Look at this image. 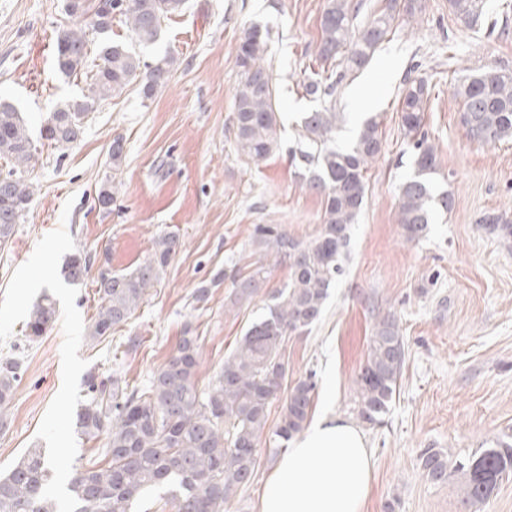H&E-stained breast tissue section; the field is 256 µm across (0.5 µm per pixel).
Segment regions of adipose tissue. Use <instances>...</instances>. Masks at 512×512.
I'll return each instance as SVG.
<instances>
[{
  "instance_id": "adipose-tissue-1",
  "label": "adipose tissue",
  "mask_w": 512,
  "mask_h": 512,
  "mask_svg": "<svg viewBox=\"0 0 512 512\" xmlns=\"http://www.w3.org/2000/svg\"><path fill=\"white\" fill-rule=\"evenodd\" d=\"M373 453L363 430L324 408L288 442L259 512H363Z\"/></svg>"
}]
</instances>
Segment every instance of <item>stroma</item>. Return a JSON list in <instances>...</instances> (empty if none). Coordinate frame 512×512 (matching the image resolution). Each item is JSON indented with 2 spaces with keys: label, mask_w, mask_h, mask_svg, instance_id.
<instances>
[{
  "label": "stroma",
  "mask_w": 512,
  "mask_h": 512,
  "mask_svg": "<svg viewBox=\"0 0 512 512\" xmlns=\"http://www.w3.org/2000/svg\"><path fill=\"white\" fill-rule=\"evenodd\" d=\"M325 0H187L162 25L159 40L136 51L147 61L173 53L169 84L152 99L137 86L92 112L73 147L43 149L28 173L35 187L25 217L0 249V358L22 356L24 374L0 427V473L30 448L43 449L64 494L76 470L104 460L103 439L76 428L87 404L86 376L120 373L142 386L174 351L184 328L200 338L199 388H208L245 328L262 312L267 292L288 280L286 261L271 262L264 294L228 308L226 285L208 302L192 293L229 262L247 267L256 224H279L300 241L320 224L319 196L306 191L292 160L299 123L317 103L303 82L317 70L316 46ZM423 11L400 18L371 64L335 93L343 114L338 145L349 146L361 121L379 113L384 149L366 174V201L351 229L345 273L311 333L286 338L283 388L313 375L312 412L331 405L351 417L355 376L376 323L399 321L406 359L390 411L365 427L374 456L363 512H460L463 482L435 485L424 477L425 448L468 451L512 436V140L479 145L460 122L452 92L464 71H512V7L485 0L470 27L448 0H422ZM64 0H0V102L22 113L32 137L53 109L75 99L83 77L57 75L54 41L68 25ZM268 34L281 148L256 162L241 155L232 129L235 64L244 30ZM428 79L424 130L440 161L437 190L454 198L427 237L405 241L397 222L399 187L413 172V146L401 127L398 101L407 75ZM125 143L119 170L109 165L115 137ZM112 208L96 210L105 180ZM503 217L506 229L491 220ZM179 235L182 247L160 282L112 336L89 340L85 328L98 306L100 269L124 273L145 260L155 239ZM90 256L84 280L64 278L68 259ZM51 296L52 328L36 343L24 330L33 304ZM138 337L126 351L128 337ZM281 456L276 442L257 446V477L228 512H259L266 481Z\"/></svg>",
  "instance_id": "1"
}]
</instances>
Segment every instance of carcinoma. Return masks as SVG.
I'll list each match as a JSON object with an SVG mask.
<instances>
[{"label": "carcinoma", "mask_w": 512, "mask_h": 512, "mask_svg": "<svg viewBox=\"0 0 512 512\" xmlns=\"http://www.w3.org/2000/svg\"><path fill=\"white\" fill-rule=\"evenodd\" d=\"M448 3L468 26L483 15L482 0ZM185 4L186 0H66L65 13L77 22L57 32V72L71 77L84 70L90 33H108L112 18H124L131 35L148 45L158 41L162 22L182 13ZM420 11L421 0H386L380 13L357 28L349 0H326L316 61L323 69L334 64L339 71L333 80L314 72L304 82L305 94L320 106L303 117L304 149L294 155L306 187L322 197L317 234L303 242L279 224L253 225L248 246L257 260L252 270L244 274L232 263L218 276L230 283L229 304L240 308L252 302L267 279L270 258L288 261V283L269 294L265 313L248 325L208 389L201 391L196 383L200 337L189 328L168 360L139 389H128L117 373L87 374L91 397L78 414L77 427L88 439H105L108 466L93 464L74 472L66 486L68 512H132L152 493L168 496L175 512H226L237 492L254 481L256 447L267 432L268 411L288 374L282 354L285 338L312 330L344 274L351 228L365 204V176L382 152L377 115L362 123L350 146L336 143V86L370 64L400 17L413 18ZM87 14L92 17L89 23L83 22ZM266 55V34L257 26L247 28L236 53L240 79L234 88L232 126L238 152L254 161L280 149L274 78ZM175 62L168 53L148 64L122 43H102L80 96L52 111L38 145L21 112L0 102V159L9 164L8 171L0 173V247L8 244L34 195L26 173L38 148L65 152L81 139L88 115L133 84L143 98H152L169 83ZM454 95L463 102L461 123L472 141L495 144L512 139V72L468 74L454 87ZM428 97V80L417 77L407 80L400 99L401 125L414 149L413 176L400 185L398 195L397 221L408 242L426 237L435 215L453 207L451 194L438 192L433 185L439 171L437 150L421 132ZM178 247L179 238L165 234L134 269L117 274L100 270V303L86 336L99 340L125 324L158 284ZM90 267L91 259L76 254L69 261L68 278L78 282ZM55 320L56 304L46 296L30 314L26 340L37 341ZM405 356L404 336L396 318L388 315L374 327L355 379L352 412L361 423L378 425L389 412ZM23 373L22 357L0 360V408L10 403ZM315 389L311 375L290 389L272 431L274 439L286 443L303 430ZM420 467L435 485L464 476L462 509L473 512L512 477V444L499 441L493 448L464 453L425 448ZM50 481L45 454L39 448L29 449L0 475V512H62Z\"/></svg>", "instance_id": "obj_1"}]
</instances>
